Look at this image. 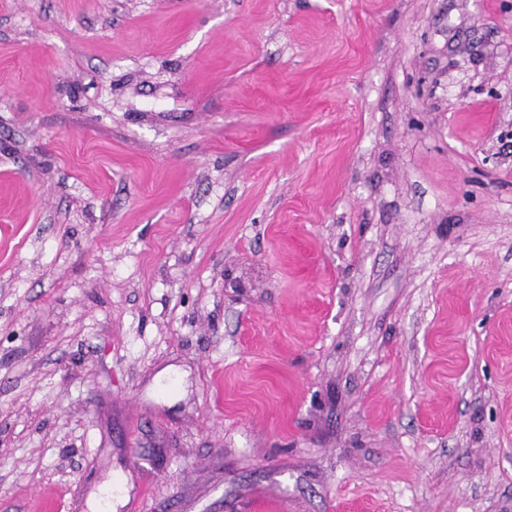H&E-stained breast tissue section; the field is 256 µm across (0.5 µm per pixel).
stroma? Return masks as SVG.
<instances>
[{
  "label": "stroma",
  "instance_id": "1",
  "mask_svg": "<svg viewBox=\"0 0 512 512\" xmlns=\"http://www.w3.org/2000/svg\"><path fill=\"white\" fill-rule=\"evenodd\" d=\"M512 512V0H0V512Z\"/></svg>",
  "mask_w": 512,
  "mask_h": 512
}]
</instances>
